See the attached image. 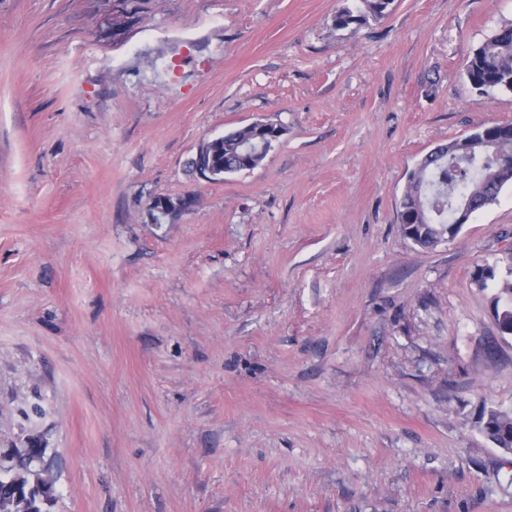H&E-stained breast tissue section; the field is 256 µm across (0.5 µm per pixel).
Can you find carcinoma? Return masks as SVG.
<instances>
[{"label":"carcinoma","mask_w":512,"mask_h":512,"mask_svg":"<svg viewBox=\"0 0 512 512\" xmlns=\"http://www.w3.org/2000/svg\"><path fill=\"white\" fill-rule=\"evenodd\" d=\"M363 6H346L336 12V28L361 26L367 16L383 18L393 0H361ZM473 88L512 92V24L499 28L492 37L474 49L464 64ZM272 143L260 141L256 128L244 126L224 137V156L199 153L192 166L200 172L208 164L224 162V172L244 171L240 153L252 150L251 168L264 159ZM433 158L414 170L400 201L399 217L403 235L416 245L432 249L439 240L457 235L449 221L454 207L472 194L496 200L503 184L496 180L499 158L486 152L466 160L448 156V146L432 152ZM509 277L497 281L493 311L502 339L512 338V268ZM477 428L504 453H512V410L483 403L476 418ZM34 457L20 462L17 471L7 457H0V512H49L55 499L52 483L33 466Z\"/></svg>","instance_id":"obj_1"}]
</instances>
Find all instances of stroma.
<instances>
[{
  "mask_svg": "<svg viewBox=\"0 0 512 512\" xmlns=\"http://www.w3.org/2000/svg\"><path fill=\"white\" fill-rule=\"evenodd\" d=\"M344 4L0 0V455L42 449L51 512H512L475 426L512 186L432 250L399 223L424 155L512 124L464 73L512 0ZM257 121L258 167L192 171ZM365 10L360 6L353 4L352 6L343 7L336 12L335 25L336 28H347L350 25L360 27L366 20L367 15L383 18L387 15L390 5L394 0H360Z\"/></svg>",
  "mask_w": 512,
  "mask_h": 512,
  "instance_id": "35a3bbf8",
  "label": "stroma"
}]
</instances>
